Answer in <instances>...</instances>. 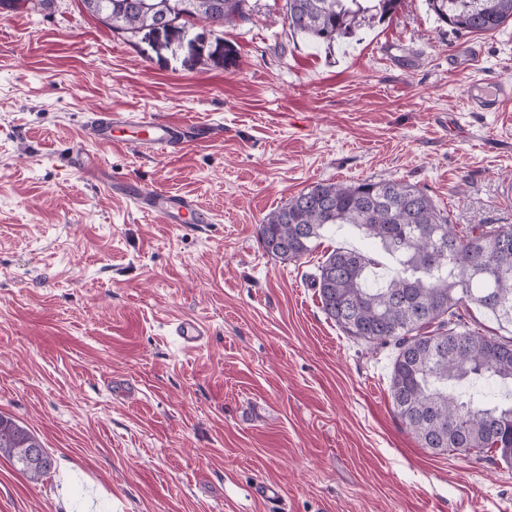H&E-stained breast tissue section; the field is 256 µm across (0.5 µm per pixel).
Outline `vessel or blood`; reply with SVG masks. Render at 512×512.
<instances>
[{"instance_id":"1","label":"vessel or blood","mask_w":512,"mask_h":512,"mask_svg":"<svg viewBox=\"0 0 512 512\" xmlns=\"http://www.w3.org/2000/svg\"><path fill=\"white\" fill-rule=\"evenodd\" d=\"M512 100V83L506 81L477 84L469 91V101L474 109L499 111L504 102ZM86 127L93 141L109 145L114 141L115 130H125L127 143L133 149L145 152L174 151L182 146L186 134L195 127L186 122H162L149 113H125L101 110L91 113ZM112 191L130 200L138 209L157 214L167 224H206L209 216L202 212L195 201L183 195H171L151 189L113 185ZM171 334L187 351L201 346L207 336L206 328L192 320L174 323Z\"/></svg>"}]
</instances>
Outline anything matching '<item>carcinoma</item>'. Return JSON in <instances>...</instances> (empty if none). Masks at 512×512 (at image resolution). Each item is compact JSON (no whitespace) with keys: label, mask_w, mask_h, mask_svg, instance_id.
Segmentation results:
<instances>
[{"label":"carcinoma","mask_w":512,"mask_h":512,"mask_svg":"<svg viewBox=\"0 0 512 512\" xmlns=\"http://www.w3.org/2000/svg\"><path fill=\"white\" fill-rule=\"evenodd\" d=\"M115 31L137 32L157 16L215 28L251 19L248 0H82ZM404 0H286L289 28L328 47L366 22L393 17ZM437 22L465 33L512 20V0H427ZM351 226L378 249L339 247L313 282L324 314L342 332L394 349L389 393L397 418L422 447L512 466V396L485 401L486 381L512 385V338L486 336L462 320L470 305L512 325V225L458 229L426 190L404 179L317 183L258 225L263 249L298 262L331 226ZM43 447L28 428L0 414V455L32 481L54 469L26 464Z\"/></svg>","instance_id":"cac0c4a2"}]
</instances>
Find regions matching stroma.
<instances>
[{
  "mask_svg": "<svg viewBox=\"0 0 512 512\" xmlns=\"http://www.w3.org/2000/svg\"><path fill=\"white\" fill-rule=\"evenodd\" d=\"M284 3L132 34L82 0L0 9V414L56 465L33 482L1 456L0 512H512V468L422 447L393 410L391 348L323 313L311 274L369 241L336 228L284 263L257 237L304 189L366 178L418 184L456 224H512V102H468L512 81V22L458 33L405 0L329 49ZM103 107L212 134L175 155L100 145L85 122ZM80 151L210 223L117 199ZM176 318L205 346L183 351ZM512 99V86L507 81L477 84L469 91V101L476 110H500L504 102ZM171 336H174L179 345L186 351L197 349L208 336L206 328L192 320H182L171 327Z\"/></svg>",
  "mask_w": 512,
  "mask_h": 512,
  "instance_id": "35a3bbf8",
  "label": "stroma"
}]
</instances>
